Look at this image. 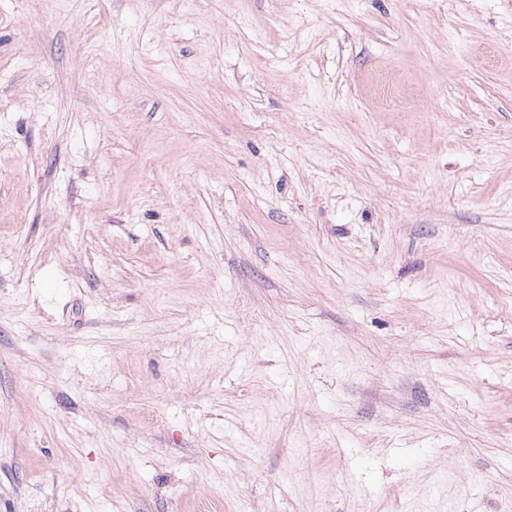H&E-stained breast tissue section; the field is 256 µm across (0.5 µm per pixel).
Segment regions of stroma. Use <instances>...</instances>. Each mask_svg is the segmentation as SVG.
I'll list each match as a JSON object with an SVG mask.
<instances>
[{"mask_svg": "<svg viewBox=\"0 0 512 512\" xmlns=\"http://www.w3.org/2000/svg\"><path fill=\"white\" fill-rule=\"evenodd\" d=\"M512 512V0H0V512Z\"/></svg>", "mask_w": 512, "mask_h": 512, "instance_id": "1", "label": "stroma"}]
</instances>
